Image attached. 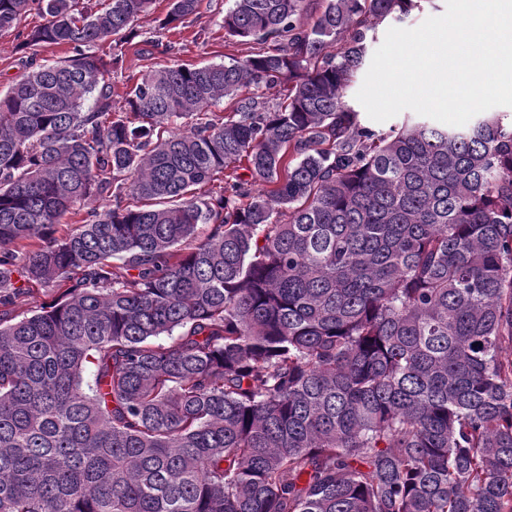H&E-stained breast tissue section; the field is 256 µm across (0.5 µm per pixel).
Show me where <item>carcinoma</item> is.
<instances>
[{
	"label": "carcinoma",
	"mask_w": 512,
	"mask_h": 512,
	"mask_svg": "<svg viewBox=\"0 0 512 512\" xmlns=\"http://www.w3.org/2000/svg\"><path fill=\"white\" fill-rule=\"evenodd\" d=\"M307 2L233 0L257 52L118 111L153 0H0L43 19L0 93V512H512V121L362 125L419 0ZM425 1L426 2H422V9L420 11H415L411 16L406 18L404 21H385L384 23L377 27V30L374 34V39L369 44L368 55L366 57L365 64L363 68L360 71H358L356 77L354 78L353 82L350 85L347 97L349 105L358 113V118L363 125L368 126L376 131H388L390 127L400 124L405 117L418 115L411 110H404L387 121L375 122L368 117L363 106L357 101L356 93L358 92L363 83L365 74L370 66L375 50L382 44L385 38V34L389 28H414L421 24L426 18L430 16L442 15L446 10V0Z\"/></svg>",
	"instance_id": "obj_1"
}]
</instances>
